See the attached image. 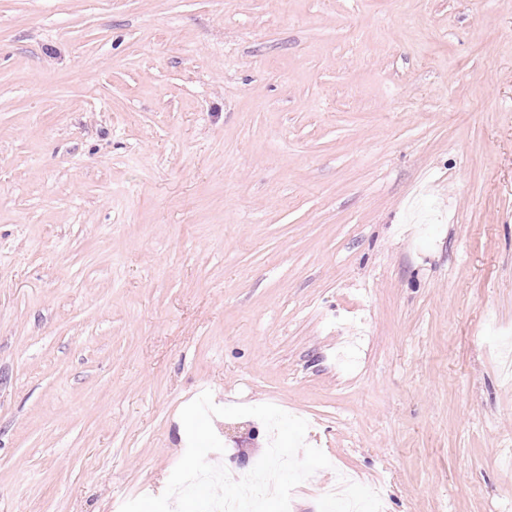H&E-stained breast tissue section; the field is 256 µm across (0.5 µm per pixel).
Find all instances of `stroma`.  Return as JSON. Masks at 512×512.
I'll list each match as a JSON object with an SVG mask.
<instances>
[{
  "label": "stroma",
  "mask_w": 512,
  "mask_h": 512,
  "mask_svg": "<svg viewBox=\"0 0 512 512\" xmlns=\"http://www.w3.org/2000/svg\"><path fill=\"white\" fill-rule=\"evenodd\" d=\"M502 336L512 0H0V512L161 495L206 391L293 512H512Z\"/></svg>",
  "instance_id": "35a3bbf8"
}]
</instances>
